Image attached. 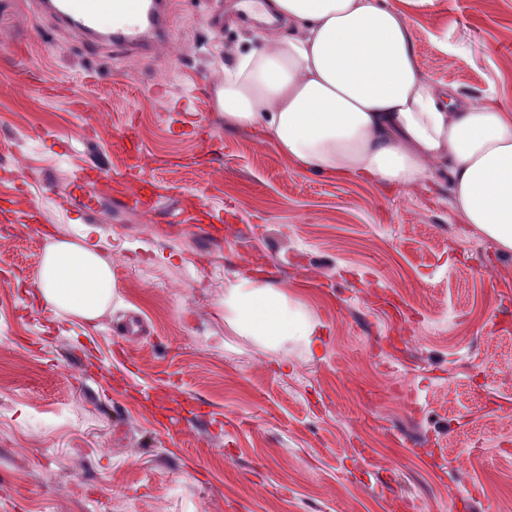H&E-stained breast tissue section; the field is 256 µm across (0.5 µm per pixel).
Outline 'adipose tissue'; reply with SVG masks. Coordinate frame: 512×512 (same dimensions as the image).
I'll list each match as a JSON object with an SVG mask.
<instances>
[{"label":"adipose tissue","mask_w":512,"mask_h":512,"mask_svg":"<svg viewBox=\"0 0 512 512\" xmlns=\"http://www.w3.org/2000/svg\"><path fill=\"white\" fill-rule=\"evenodd\" d=\"M243 8L287 28L224 68L225 129L259 132L311 173L384 187L447 185L456 222L512 252V108L425 78L408 20L387 0H245ZM115 288L98 243L47 247L41 301L91 321ZM224 309L267 343L318 341L315 318L272 285L231 283Z\"/></svg>","instance_id":"obj_1"}]
</instances>
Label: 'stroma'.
I'll use <instances>...</instances> for the list:
<instances>
[{
    "label": "stroma",
    "instance_id": "1",
    "mask_svg": "<svg viewBox=\"0 0 512 512\" xmlns=\"http://www.w3.org/2000/svg\"><path fill=\"white\" fill-rule=\"evenodd\" d=\"M176 0L155 53L78 40L38 0H0V169L63 185L78 164L126 191L134 126L162 212L101 200L92 234L117 297L45 319L51 240L16 225L0 265V512H512V253L456 223L447 187L303 171L228 131L206 83L272 30ZM429 80L512 107V0H410ZM107 110L97 127L95 113ZM203 135L177 134L181 121ZM223 210L205 241L174 201ZM61 237L82 225L34 184ZM273 285L321 324L276 346L238 329L224 285ZM148 334L126 341L130 315Z\"/></svg>",
    "mask_w": 512,
    "mask_h": 512
}]
</instances>
